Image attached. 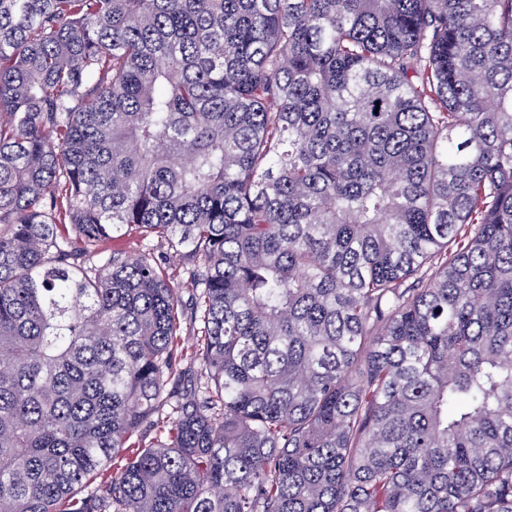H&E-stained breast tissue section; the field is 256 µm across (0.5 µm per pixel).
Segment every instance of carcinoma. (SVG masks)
<instances>
[{
  "label": "carcinoma",
  "instance_id": "carcinoma-1",
  "mask_svg": "<svg viewBox=\"0 0 512 512\" xmlns=\"http://www.w3.org/2000/svg\"><path fill=\"white\" fill-rule=\"evenodd\" d=\"M0 512H512V0H0ZM107 247L109 249H121L132 255L148 254L165 267H169V274L174 280L182 285V281H186V269L190 268V264L185 258H172L169 250L156 240H142L134 235L118 238L111 241ZM181 287L180 295L183 317L181 320V328L175 341V353L177 355L176 364L179 369H189V367L196 369L198 362L196 361L195 354L198 343H200V336H197L199 325L194 320L192 310V288H187L185 285ZM185 390L186 388H184L182 383L177 381L176 379H172L167 384L166 391L170 393V396H172L170 400L171 402H168L167 405L161 407L160 410L154 414V416L152 417L153 422H151L154 423V425L148 423L142 429V432L146 437V441L152 440L155 437L156 433H158V430H160V426H162V421L165 422L168 419L167 416L168 413L171 411L172 404H174L175 400L185 395Z\"/></svg>",
  "mask_w": 512,
  "mask_h": 512
}]
</instances>
